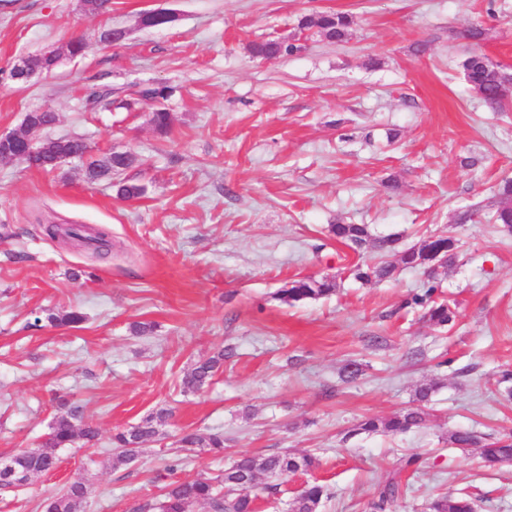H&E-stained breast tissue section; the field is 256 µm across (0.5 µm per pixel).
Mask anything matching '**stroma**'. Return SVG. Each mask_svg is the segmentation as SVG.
Listing matches in <instances>:
<instances>
[{
  "mask_svg": "<svg viewBox=\"0 0 512 512\" xmlns=\"http://www.w3.org/2000/svg\"><path fill=\"white\" fill-rule=\"evenodd\" d=\"M159 9L172 22L144 26ZM323 11L352 16L344 42L311 28L294 54H250V43ZM475 24L485 36L474 45L462 33ZM108 26L126 30L121 44L98 43ZM75 37L84 55L51 75L0 79V132L52 107L50 136L82 137L96 156L136 155L126 175L146 193L119 200L109 182L86 183L78 160L50 173L0 160V459L38 447L63 400L99 430L95 450L60 449L54 471L1 490L0 512H43L75 480L91 488L85 512H137L171 480L282 451L319 463L279 475L273 497L260 477L262 512H286L314 479L330 491L321 512H369L392 476L403 490L390 512H427L446 492L470 494L476 512H512V463L487 465L479 449L448 441L457 430L512 431V235L485 220L496 185L512 179V98L489 109L461 67L475 51L512 70V0H112L102 15L80 0H0V69ZM148 85L172 90L168 136L154 131L151 104L88 109L93 90L121 98ZM48 216L105 229L111 254L51 240ZM338 223L405 247L432 232L459 239L462 257L437 271L453 325L431 326L408 306L422 271L356 280L351 266L382 256L329 236ZM302 276L335 278L336 291L294 306L275 299ZM71 310L80 327L48 323ZM135 322L156 329L136 336ZM220 350L223 372L184 391L185 374ZM352 361L362 373L349 381ZM431 380L424 427L355 433L363 419L412 407ZM161 408L171 411L162 437L112 468V434ZM199 429L222 433L223 452L165 471L177 437Z\"/></svg>",
  "mask_w": 512,
  "mask_h": 512,
  "instance_id": "1",
  "label": "stroma"
}]
</instances>
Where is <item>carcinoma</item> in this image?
<instances>
[{"mask_svg": "<svg viewBox=\"0 0 512 512\" xmlns=\"http://www.w3.org/2000/svg\"><path fill=\"white\" fill-rule=\"evenodd\" d=\"M353 23L352 17L345 12H323L316 22L318 32L327 41L339 43L346 39ZM310 22L302 18L297 24V31L288 38H274L250 46L253 56L270 59L290 55L300 49L298 42ZM465 78L471 89L480 93L482 100L489 106L499 109L507 100L505 84L512 83V74L504 72L486 56L478 53L468 55L462 61ZM171 93L167 86L147 87L137 92L132 99L106 100L104 108L124 109L130 111L141 100L152 101L155 108L151 123L155 131L166 135L172 127V115L163 107L162 101ZM29 125L19 132L11 149L14 158L20 159L28 166L51 172L62 164L65 157L83 161L84 178L89 183L112 180L117 174L131 167L135 157L127 152L112 151L102 158L89 156L90 147L78 136L53 138L45 135L48 124L52 122V109L36 107L28 111ZM145 186L131 181L116 184V195L125 201L141 198ZM500 205L493 215L494 223L502 231L512 234V182L506 181L498 190ZM327 231L337 241L352 245L358 249L368 245L381 254L394 253L397 263L381 262L364 267L356 265L352 269L358 280L378 281L393 278L398 268L422 270L429 277L426 290L415 294L412 302L425 307L424 318L435 327H445L452 323L454 310L449 301L435 300V274L438 268L453 265L460 252L459 240L442 234H431L423 238L418 245L398 249L399 237L387 235L372 236L365 224H330ZM336 281L330 277H302L293 279L280 288L276 299L293 306L307 300H316L333 294ZM224 366V351L198 363L188 372L183 381L184 389L198 391L209 384L213 376ZM437 385L433 382L417 387L414 395L415 405L385 419L368 418L361 421L356 432H382L398 434L412 428L423 426L429 417L427 404ZM172 412L162 408L147 417L141 423L112 435V466L119 467L132 462L141 451L142 445L159 435ZM98 440V429L84 421L82 409L70 406L54 418L46 439L36 449H25L10 457L9 466L0 465V489H18L21 484L15 482L12 470L32 478L54 470L58 464L56 450L70 448L77 442L90 447ZM449 442L458 448L481 449L484 462L494 465L512 461V434L494 441L483 442L470 431H455L449 436ZM178 443L189 451L197 449L207 452H219L224 449V435L221 433L192 431L183 434ZM318 460L311 454L297 455L287 451L265 456L244 454L236 459L230 467L217 477L199 476L191 481L172 482L163 487L159 498L145 504L156 512H194L197 505L204 504L210 512H256V497L252 496L259 476L274 477L288 472H308L316 467ZM400 492L396 477L389 478L379 492L378 501L372 504L374 512H386L387 505L394 502ZM88 487L83 482H73L65 491L49 496L43 503L44 512H78L86 503ZM329 497L327 488L318 483L306 484L294 497L290 512H318L323 498ZM429 512H474L471 500L464 496L443 494L428 504Z\"/></svg>", "mask_w": 512, "mask_h": 512, "instance_id": "1", "label": "carcinoma"}]
</instances>
